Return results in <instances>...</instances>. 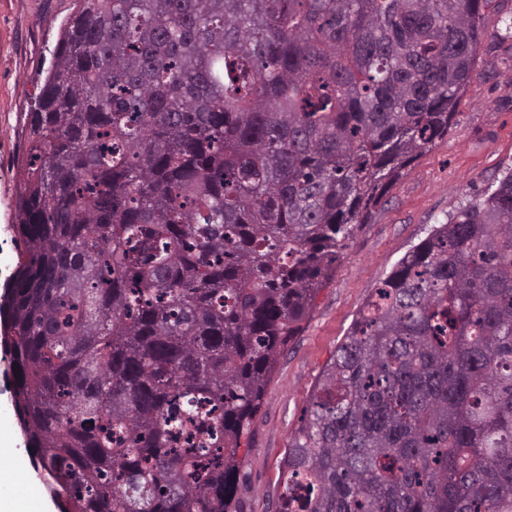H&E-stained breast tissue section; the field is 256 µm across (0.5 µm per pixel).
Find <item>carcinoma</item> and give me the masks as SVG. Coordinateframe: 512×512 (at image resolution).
<instances>
[{
    "label": "carcinoma",
    "instance_id": "cac0c4a2",
    "mask_svg": "<svg viewBox=\"0 0 512 512\" xmlns=\"http://www.w3.org/2000/svg\"><path fill=\"white\" fill-rule=\"evenodd\" d=\"M493 0H84L34 98L0 308L61 512H232L354 225L456 122ZM277 512H512V169L368 297Z\"/></svg>",
    "mask_w": 512,
    "mask_h": 512
}]
</instances>
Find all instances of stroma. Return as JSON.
Listing matches in <instances>:
<instances>
[{
  "label": "stroma",
  "mask_w": 512,
  "mask_h": 512,
  "mask_svg": "<svg viewBox=\"0 0 512 512\" xmlns=\"http://www.w3.org/2000/svg\"><path fill=\"white\" fill-rule=\"evenodd\" d=\"M81 0H0V286L24 245L13 228L18 166L40 75L50 66L65 20ZM512 0L485 12V39L476 76L447 136L414 161L376 208L356 225L332 281L319 293L299 336L280 357L268 383L249 449L240 451L236 512H276L283 490L280 464L307 416L308 397L322 368L373 288L400 259L501 172L512 168ZM9 354L0 347V464H23L20 478L0 485L27 512L56 503L25 451L12 402Z\"/></svg>",
  "instance_id": "stroma-1"
}]
</instances>
